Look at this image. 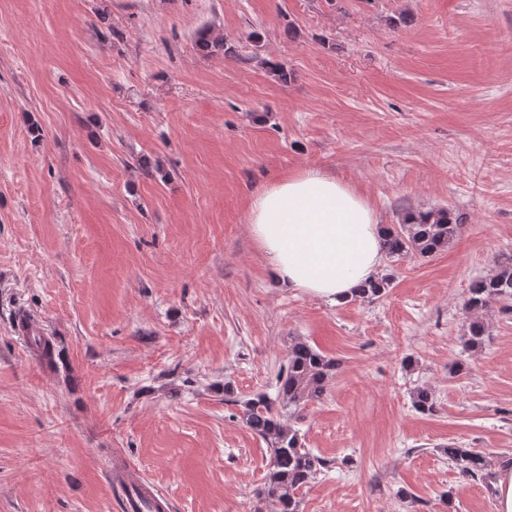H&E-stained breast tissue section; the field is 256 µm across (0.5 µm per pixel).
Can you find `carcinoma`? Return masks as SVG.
Here are the masks:
<instances>
[{
    "label": "carcinoma",
    "instance_id": "carcinoma-1",
    "mask_svg": "<svg viewBox=\"0 0 512 512\" xmlns=\"http://www.w3.org/2000/svg\"><path fill=\"white\" fill-rule=\"evenodd\" d=\"M197 41L205 49L217 46L224 48L226 55L235 53L233 45L212 38L205 29L198 32ZM462 228L446 208H406L400 224L385 228L382 249L391 258L429 257L453 244ZM391 285V277L378 275L357 289L354 299L373 303ZM463 310L468 316L465 346L477 352L485 343L492 313L512 314V254L498 258L493 274L471 282ZM30 343L40 359L54 361L51 340L34 336ZM339 366L337 360L296 339L288 347L286 364L276 376L275 397L259 392L243 401L234 400L240 406L242 423L267 445L268 470L263 485L255 491L256 512H300L298 492L328 468L325 459L304 447L299 430L285 423L283 417L296 418L305 405L321 400ZM411 399L417 412L424 415L436 412V398L429 388H414ZM441 452L464 477L485 478L488 466L485 453L456 443L441 448Z\"/></svg>",
    "mask_w": 512,
    "mask_h": 512
}]
</instances>
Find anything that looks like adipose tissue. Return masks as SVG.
Listing matches in <instances>:
<instances>
[{
	"label": "adipose tissue",
	"mask_w": 512,
	"mask_h": 512,
	"mask_svg": "<svg viewBox=\"0 0 512 512\" xmlns=\"http://www.w3.org/2000/svg\"><path fill=\"white\" fill-rule=\"evenodd\" d=\"M250 232L280 286L347 301L383 262L380 217L347 184L306 169L258 192Z\"/></svg>",
	"instance_id": "obj_1"
}]
</instances>
